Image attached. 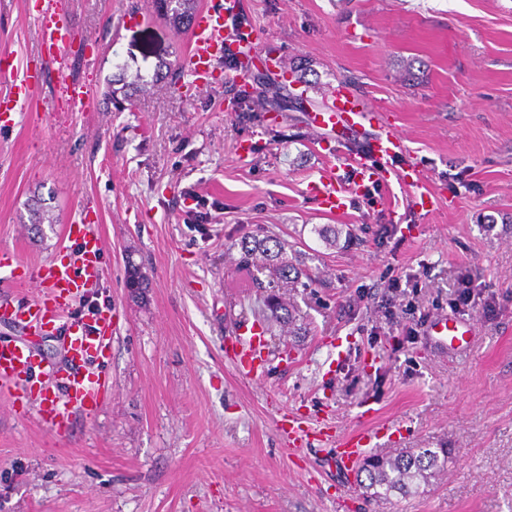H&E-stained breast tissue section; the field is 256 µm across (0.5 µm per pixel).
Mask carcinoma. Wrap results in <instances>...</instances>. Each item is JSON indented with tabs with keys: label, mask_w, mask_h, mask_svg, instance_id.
Masks as SVG:
<instances>
[{
	"label": "carcinoma",
	"mask_w": 512,
	"mask_h": 512,
	"mask_svg": "<svg viewBox=\"0 0 512 512\" xmlns=\"http://www.w3.org/2000/svg\"><path fill=\"white\" fill-rule=\"evenodd\" d=\"M155 13L177 32L191 29L198 10V0H151ZM29 223L52 224L54 219L38 201L29 204ZM235 246L240 251V266L249 276L252 286L268 291L264 296L265 310L270 317L287 329L290 336H301L302 325L292 304L275 293L277 288H308L313 284L312 269L306 253L288 257L285 245L269 234L244 235ZM266 275L264 281L260 275ZM448 468V449L409 448L394 454L373 455L356 469L359 489L373 501L383 502L395 495L408 497L419 494L430 479Z\"/></svg>",
	"instance_id": "1"
}]
</instances>
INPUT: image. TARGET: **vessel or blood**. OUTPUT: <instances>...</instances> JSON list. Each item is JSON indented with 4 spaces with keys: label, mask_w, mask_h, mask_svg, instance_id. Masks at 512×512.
Returning <instances> with one entry per match:
<instances>
[{
    "label": "vessel or blood",
    "mask_w": 512,
    "mask_h": 512,
    "mask_svg": "<svg viewBox=\"0 0 512 512\" xmlns=\"http://www.w3.org/2000/svg\"><path fill=\"white\" fill-rule=\"evenodd\" d=\"M256 43L254 31L228 36L221 15L208 8L201 9L189 36L191 74L195 80H206L219 59L232 55L240 62V75H248L260 60ZM330 97L327 111L309 113L308 121L313 127L350 136L369 122L370 114L364 103L343 88L332 89ZM369 149L377 158L389 160L403 155L405 145L400 136L384 129L371 138ZM383 176L382 170L359 161L349 186L337 185L335 177L330 176L314 182L312 189L319 196L324 212L333 215L345 210L348 192H362L368 183ZM65 236L77 248L65 252L63 260L39 267L35 273L42 287L39 298L32 302L0 301V321L21 324L33 336L59 331L66 335L65 362L44 376L38 372L40 362L32 346L0 342V382L15 397L30 401L39 417L51 423L60 434L65 433L67 417L72 411H93L104 394L106 383L93 367L109 358L113 332L111 310L99 311L90 323L70 317L72 300L88 293L100 281L103 261L100 240L88 225H67ZM240 331L247 336L248 347L232 352L230 358L241 375L253 377L265 363V338L252 325H241ZM427 336L430 343L440 348L459 350L470 344L473 328L458 317L441 316L429 323ZM277 426L292 448L335 441L332 459L340 469L351 468L378 437L376 430L366 428L338 435L333 425L324 423L314 427L286 411L279 413Z\"/></svg>",
    "instance_id": "vessel-or-blood-1"
}]
</instances>
